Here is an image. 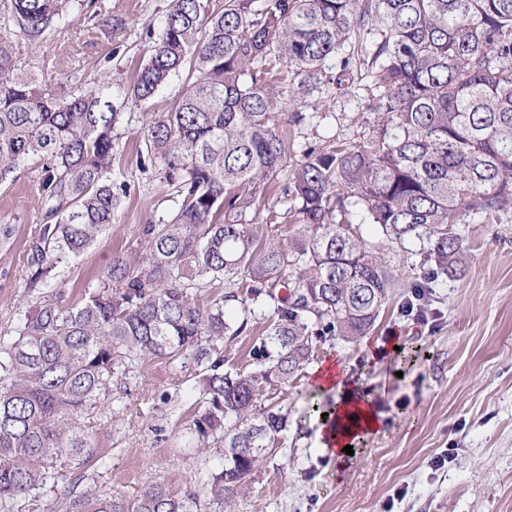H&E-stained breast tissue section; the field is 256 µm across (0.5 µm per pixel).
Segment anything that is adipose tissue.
<instances>
[{
  "mask_svg": "<svg viewBox=\"0 0 512 512\" xmlns=\"http://www.w3.org/2000/svg\"><path fill=\"white\" fill-rule=\"evenodd\" d=\"M315 390L332 395L333 405L322 421V446L337 461H346L345 446L376 433L380 421L361 378L335 356H327L312 372Z\"/></svg>",
  "mask_w": 512,
  "mask_h": 512,
  "instance_id": "adipose-tissue-1",
  "label": "adipose tissue"
}]
</instances>
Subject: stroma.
Here are the masks:
<instances>
[{
  "label": "stroma",
  "instance_id": "1",
  "mask_svg": "<svg viewBox=\"0 0 512 512\" xmlns=\"http://www.w3.org/2000/svg\"><path fill=\"white\" fill-rule=\"evenodd\" d=\"M168 5L90 0L71 25L46 41L11 39L18 61L44 83L56 84L61 70L76 64L89 79L111 73L112 100L122 114L112 165L113 182L125 190L121 206L97 242L69 262L63 304L76 301L113 257H143L144 226L175 211L166 172L146 149L144 126L151 113L180 98L183 81L171 79L146 105L124 95L152 50ZM370 84L361 72L345 94L308 98L305 121L288 144L289 162L316 143L367 137L363 115ZM0 216L15 226L11 247L0 250V338L6 339L38 299L26 288V255L44 221L32 164L20 165L0 184ZM457 230L469 245L467 267L461 276L439 278L425 315L418 317L403 306L412 282L428 267L426 240L412 236L391 247L377 226L360 225L393 272L389 297L366 339L322 340L292 383L263 391L262 403L287 408L288 429L237 512H512V214L494 224L476 218ZM267 316L265 307L255 306L249 332L225 342V369L252 364ZM391 339L401 350L418 351V359L369 361L368 347ZM331 352L363 375L381 420L378 433L367 436L343 467L321 448L320 411L328 396L310 385L313 366ZM199 373L195 365L159 358L134 364L97 412L109 454L18 497L11 512H63L69 491L89 488L131 500L155 480L189 501L190 512H219L201 484L221 464V451L196 448L185 431L187 418L203 403ZM448 448L455 451L453 460L436 468L435 457Z\"/></svg>",
  "mask_w": 512,
  "mask_h": 512
}]
</instances>
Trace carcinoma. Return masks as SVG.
Masks as SVG:
<instances>
[{"mask_svg":"<svg viewBox=\"0 0 512 512\" xmlns=\"http://www.w3.org/2000/svg\"><path fill=\"white\" fill-rule=\"evenodd\" d=\"M79 2L10 0L3 22L40 41ZM360 64L372 78V136L314 145L288 164L283 125H299L306 98L342 87ZM182 73L180 99L152 114L145 134L147 151L181 172L170 181L173 216L146 225L143 260L114 257L64 305L68 261L120 206L121 113L110 74L89 84L72 67L46 85L0 36V182L40 161L46 218L27 257L39 301L0 342V508L105 457L93 412L151 358L203 368L204 405L189 430L197 447L224 448L203 488L230 507L288 427V410L257 405L259 392L294 380L323 337L367 335L389 296L393 275L354 210L391 245L426 238L434 269L412 286L419 302L468 262L450 227L512 213V0H171L126 96L149 102ZM282 174L296 224L286 238L273 206L264 223L248 220ZM220 286L228 291L210 294ZM232 301L237 325L226 318ZM258 302L269 312L259 368L226 370L224 341ZM63 508L187 512L162 481L131 501L85 490Z\"/></svg>","mask_w":512,"mask_h":512,"instance_id":"obj_1","label":"carcinoma"}]
</instances>
